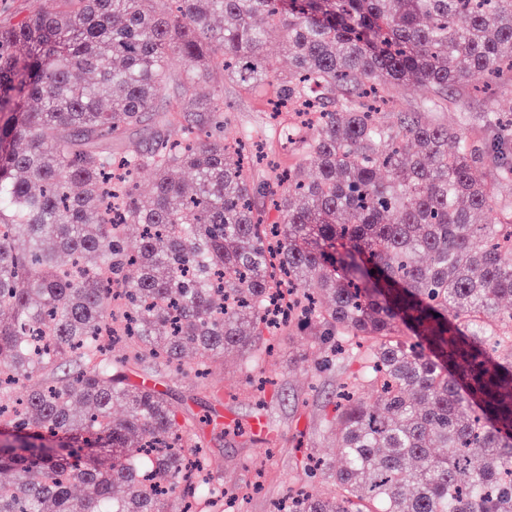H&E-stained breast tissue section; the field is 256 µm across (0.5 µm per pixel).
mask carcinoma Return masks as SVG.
Returning <instances> with one entry per match:
<instances>
[{
	"label": "carcinoma",
	"mask_w": 512,
	"mask_h": 512,
	"mask_svg": "<svg viewBox=\"0 0 512 512\" xmlns=\"http://www.w3.org/2000/svg\"><path fill=\"white\" fill-rule=\"evenodd\" d=\"M175 61L187 92L163 109ZM216 66L273 88L269 141L309 116L294 165L254 182ZM472 72L512 75V0H60L1 26L0 421L20 445L0 448V512H212L224 483L180 481L209 466L192 424L126 365H254L282 288L304 308L281 325L362 366L328 426L341 467L306 455L275 512H512V113L463 111ZM410 84L422 106L385 111Z\"/></svg>",
	"instance_id": "carcinoma-1"
}]
</instances>
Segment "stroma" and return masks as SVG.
<instances>
[{"instance_id": "obj_1", "label": "stroma", "mask_w": 512, "mask_h": 512, "mask_svg": "<svg viewBox=\"0 0 512 512\" xmlns=\"http://www.w3.org/2000/svg\"><path fill=\"white\" fill-rule=\"evenodd\" d=\"M230 107L228 137L257 132L268 122L264 103L245 84L225 80L214 70ZM471 111L493 103L512 112V83L487 84L471 76L464 91ZM319 331L281 333L261 338L263 359L246 372L245 356L230 351L207 361L204 375L172 374L165 365H130L132 382L155 384L178 420L195 424L193 441L206 448L211 465L227 487L235 489L236 512H274V504L299 481L308 453L335 460L336 443L324 425L333 420L336 388L359 369L358 363H326ZM263 418L270 436L246 441L242 435L255 418Z\"/></svg>"}]
</instances>
